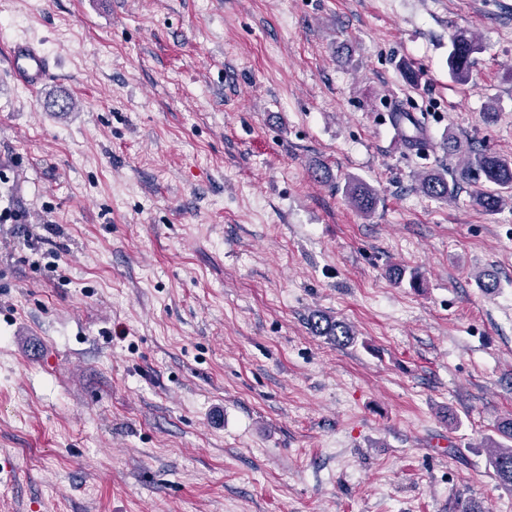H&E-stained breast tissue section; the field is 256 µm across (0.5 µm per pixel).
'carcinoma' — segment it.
<instances>
[{"instance_id": "obj_1", "label": "carcinoma", "mask_w": 512, "mask_h": 512, "mask_svg": "<svg viewBox=\"0 0 512 512\" xmlns=\"http://www.w3.org/2000/svg\"><path fill=\"white\" fill-rule=\"evenodd\" d=\"M480 50L473 36L459 32L451 38L448 51V72L456 82L465 83L471 78L472 56ZM462 150V163L453 177L448 171H427L418 175L416 187L424 196L451 201L456 197L460 184L477 188L473 201L488 212L512 208V156L492 152L484 147L468 144L461 147L448 142V150ZM346 196L357 211L369 215L374 212L379 196L374 188L361 180L347 183ZM311 328L318 336H325L338 346L352 342L350 327L339 321L320 316ZM501 433L511 444L494 442L490 445V464L501 485L512 488V419L503 421Z\"/></svg>"}]
</instances>
